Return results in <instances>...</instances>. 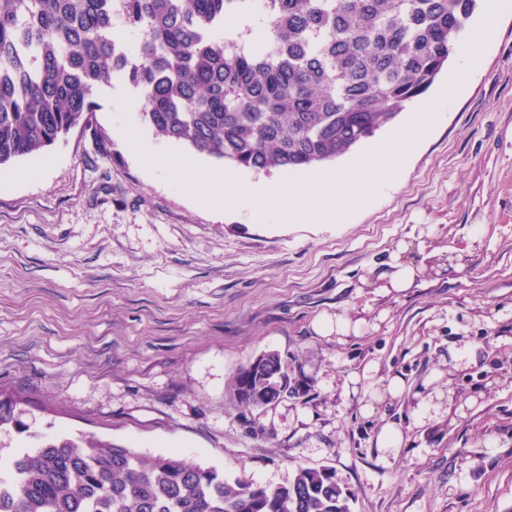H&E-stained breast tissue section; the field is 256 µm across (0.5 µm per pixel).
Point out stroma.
I'll return each instance as SVG.
<instances>
[{
	"mask_svg": "<svg viewBox=\"0 0 512 512\" xmlns=\"http://www.w3.org/2000/svg\"><path fill=\"white\" fill-rule=\"evenodd\" d=\"M457 94L393 183L343 224L255 221L206 185L149 168L157 138L122 79L89 125L0 176V468L28 433L64 429L228 480L288 486L333 467L351 512H512V0ZM20 169L37 170L20 181ZM414 246L411 288L371 269ZM467 250L439 271L436 253ZM362 324L336 340L321 315ZM295 359L307 395L258 413L228 384L262 352ZM361 381L351 385V374ZM403 392L387 395L390 377ZM379 389L372 415L364 392ZM399 449L377 445L385 423Z\"/></svg>",
	"mask_w": 512,
	"mask_h": 512,
	"instance_id": "1",
	"label": "stroma"
}]
</instances>
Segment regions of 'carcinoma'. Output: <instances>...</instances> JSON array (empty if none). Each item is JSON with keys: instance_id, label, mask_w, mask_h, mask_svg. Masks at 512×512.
<instances>
[{"instance_id": "obj_1", "label": "carcinoma", "mask_w": 512, "mask_h": 512, "mask_svg": "<svg viewBox=\"0 0 512 512\" xmlns=\"http://www.w3.org/2000/svg\"><path fill=\"white\" fill-rule=\"evenodd\" d=\"M479 0H0V168L40 153L123 78L155 135L218 162L299 170L390 124L453 59ZM140 35L137 53L127 35ZM277 351L234 375L252 410L301 398ZM328 467L273 490L173 454L58 434L0 472V512H350Z\"/></svg>"}]
</instances>
